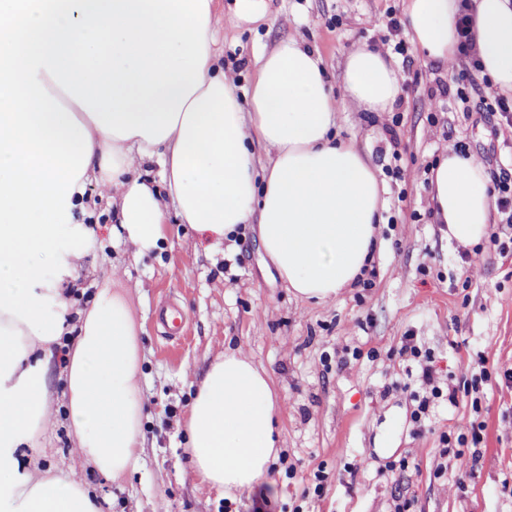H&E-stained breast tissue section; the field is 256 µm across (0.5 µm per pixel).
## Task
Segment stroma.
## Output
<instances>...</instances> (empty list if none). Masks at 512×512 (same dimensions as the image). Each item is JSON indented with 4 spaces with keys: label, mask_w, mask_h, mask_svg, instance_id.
Masks as SVG:
<instances>
[{
    "label": "stroma",
    "mask_w": 512,
    "mask_h": 512,
    "mask_svg": "<svg viewBox=\"0 0 512 512\" xmlns=\"http://www.w3.org/2000/svg\"><path fill=\"white\" fill-rule=\"evenodd\" d=\"M236 5L213 0L221 61L239 91L249 90L260 51L296 36L323 58L335 94L355 45L394 62L407 89L391 110L352 105L337 118L340 135L357 139L385 188L381 245L363 285L306 303L264 261L255 225L215 246L171 223L157 248L137 255L113 241L105 190L89 183L77 220L95 235L69 301L87 308L98 288H131L147 416L136 472L111 483L88 466L80 479L94 488L99 512H254L249 497L196 477L185 446L184 420L208 367L238 348L267 370L282 403V448L259 482L264 512H395L405 499L410 512H512L502 488L512 481V383L484 385L480 412L470 398L454 407L439 398L418 420L420 363L399 353L405 336H415L444 390L470 377L480 355L512 368V256L486 239L476 250L449 242L430 216L424 171L459 142L486 171L512 170V127L479 110L495 89L481 87L462 103L451 72L417 49L396 53L387 24L403 19L402 0H260V22L223 26ZM171 304L184 317L174 336L158 319ZM50 403L55 417L40 437L39 464L66 472L79 457L58 384ZM475 419L483 441L470 467L444 454L440 437Z\"/></svg>",
    "instance_id": "35a3bbf8"
}]
</instances>
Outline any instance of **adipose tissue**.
<instances>
[{"instance_id":"1","label":"adipose tissue","mask_w":512,"mask_h":512,"mask_svg":"<svg viewBox=\"0 0 512 512\" xmlns=\"http://www.w3.org/2000/svg\"><path fill=\"white\" fill-rule=\"evenodd\" d=\"M411 44L444 69L473 20L481 72L512 93V0H402ZM213 0H0V512H97L74 473L41 470L56 347L84 465L117 481L143 446L142 356L126 288L90 308L68 294L93 231L75 223L99 182L136 252L169 217L215 243L256 223L297 299H335L364 276L384 188L356 140L333 136L338 112H384L401 93L392 61L361 44L333 96L318 53L299 37L261 52L246 100L220 63ZM152 161L160 183L142 178ZM433 217L468 248L491 222L489 178L473 156L443 154L430 174ZM268 372L239 350L211 364L186 428L196 476L249 494L281 444Z\"/></svg>"}]
</instances>
